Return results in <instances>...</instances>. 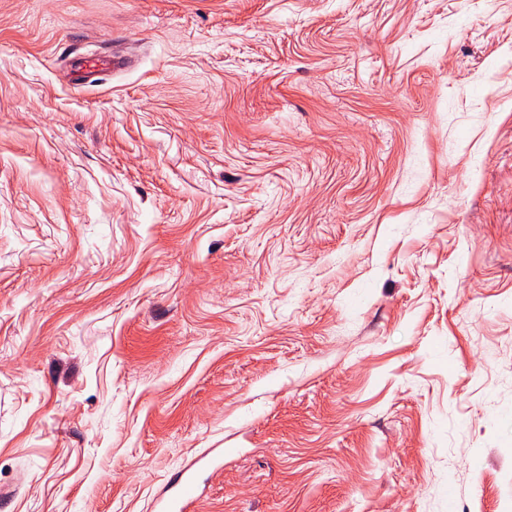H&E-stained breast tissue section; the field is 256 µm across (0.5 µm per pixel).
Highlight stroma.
<instances>
[{
  "instance_id": "stroma-1",
  "label": "stroma",
  "mask_w": 512,
  "mask_h": 512,
  "mask_svg": "<svg viewBox=\"0 0 512 512\" xmlns=\"http://www.w3.org/2000/svg\"><path fill=\"white\" fill-rule=\"evenodd\" d=\"M212 448L198 512H512V0H0V512ZM124 65L125 60L119 56H112V60L102 58L86 59L79 67L78 74L73 80L74 85L82 87L88 83L87 79L90 75L115 73L123 69Z\"/></svg>"
}]
</instances>
